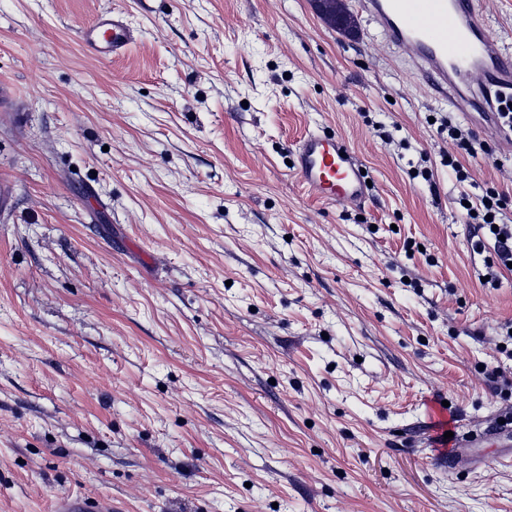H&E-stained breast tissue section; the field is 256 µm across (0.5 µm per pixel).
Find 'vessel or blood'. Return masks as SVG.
Masks as SVG:
<instances>
[{
	"label": "vessel or blood",
	"mask_w": 512,
	"mask_h": 512,
	"mask_svg": "<svg viewBox=\"0 0 512 512\" xmlns=\"http://www.w3.org/2000/svg\"><path fill=\"white\" fill-rule=\"evenodd\" d=\"M357 6L393 41L412 47L414 65L433 92L452 99L459 111L474 112L492 139L503 138L496 121L499 97L512 95V56L487 30L478 0H357ZM86 48L101 59L123 53L132 40L125 18L99 16L81 30ZM294 169L308 191L329 202H362L368 177L349 147L333 136L306 134L294 151ZM512 444V427L475 431L464 441L477 448L488 442ZM105 500L63 495L53 512H108Z\"/></svg>",
	"instance_id": "1"
}]
</instances>
